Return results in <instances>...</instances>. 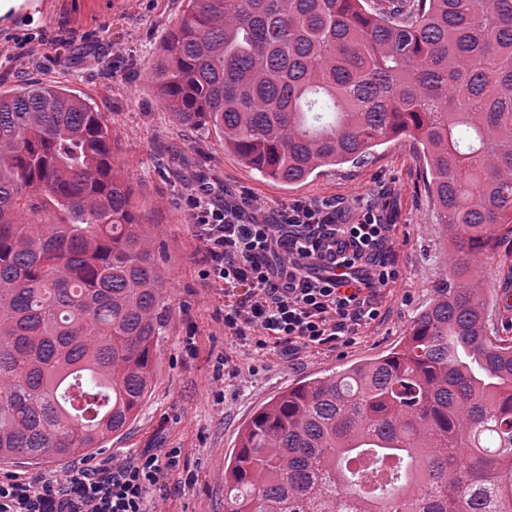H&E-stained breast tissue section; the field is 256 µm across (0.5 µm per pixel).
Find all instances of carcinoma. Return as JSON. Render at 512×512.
<instances>
[{
    "instance_id": "1",
    "label": "carcinoma",
    "mask_w": 512,
    "mask_h": 512,
    "mask_svg": "<svg viewBox=\"0 0 512 512\" xmlns=\"http://www.w3.org/2000/svg\"><path fill=\"white\" fill-rule=\"evenodd\" d=\"M186 2L153 71L178 125L288 185L411 136L454 254L401 347L258 410L224 512H512V340L465 278L512 235V0ZM142 210L103 113L0 94L1 460L90 454L150 395L167 273Z\"/></svg>"
}]
</instances>
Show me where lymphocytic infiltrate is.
Masks as SVG:
<instances>
[{
	"instance_id": "f902f5d3",
	"label": "lymphocytic infiltrate",
	"mask_w": 512,
	"mask_h": 512,
	"mask_svg": "<svg viewBox=\"0 0 512 512\" xmlns=\"http://www.w3.org/2000/svg\"><path fill=\"white\" fill-rule=\"evenodd\" d=\"M220 191L212 183L191 189L187 218L203 275L224 296L226 336L295 356L380 317L375 296L400 271L379 210L344 220L331 202L297 201L260 221L219 202ZM180 466V449L148 448L62 478L15 477L0 481V512H155V493Z\"/></svg>"
}]
</instances>
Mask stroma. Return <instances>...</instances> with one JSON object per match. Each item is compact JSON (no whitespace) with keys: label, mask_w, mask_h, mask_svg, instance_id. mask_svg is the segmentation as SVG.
<instances>
[{"label":"stroma","mask_w":512,"mask_h":512,"mask_svg":"<svg viewBox=\"0 0 512 512\" xmlns=\"http://www.w3.org/2000/svg\"><path fill=\"white\" fill-rule=\"evenodd\" d=\"M0 18V94L36 81L63 87L103 112L112 124L115 162L148 211L165 247L172 300L166 332L155 348V381L137 417L107 448L37 465L0 460V477L67 475L75 466L146 448H178L186 478L171 477L157 512H224V459L258 409L285 388L325 377L390 352L431 303L450 268L451 248L423 185V153L403 136L375 149L367 162L324 167L296 185L262 178L214 130L177 126L158 99L152 69L184 0H52ZM224 187V200L254 199L273 217L294 201L333 200L344 215L378 204L392 226L395 283L377 292L383 320L350 342L311 348L292 360L280 350H250L224 334V298L208 288L197 263L198 243L186 221L184 197L203 183ZM472 275L488 295L512 291V236L477 259ZM196 339L195 354L183 340ZM254 366L256 375L216 376V359Z\"/></svg>","instance_id":"1"}]
</instances>
